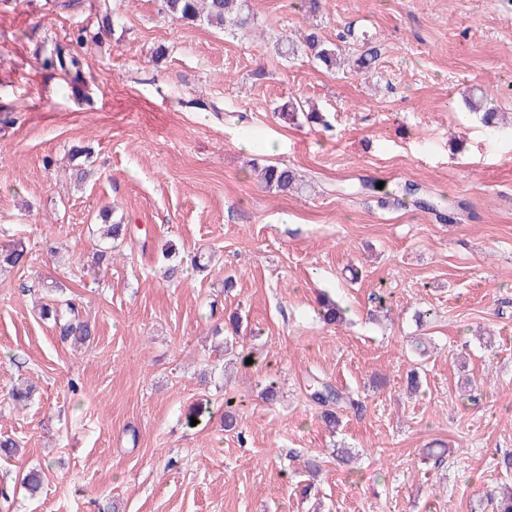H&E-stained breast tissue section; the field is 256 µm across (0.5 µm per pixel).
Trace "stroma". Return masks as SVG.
I'll return each instance as SVG.
<instances>
[{
    "label": "stroma",
    "mask_w": 512,
    "mask_h": 512,
    "mask_svg": "<svg viewBox=\"0 0 512 512\" xmlns=\"http://www.w3.org/2000/svg\"><path fill=\"white\" fill-rule=\"evenodd\" d=\"M246 3L240 33L161 0H0V248L28 251L0 271V437L22 450L0 459V512H491L484 492L512 485V0ZM313 27L332 43L352 30L347 57L375 46L371 71L279 54ZM57 43L80 56V87L44 67ZM473 89L492 90L498 129L468 113ZM291 100L325 124L285 123ZM255 161L288 164L305 191H268ZM365 180L446 198L452 219ZM104 207L132 234L97 266ZM323 293L345 322L319 321ZM59 299L89 342L41 319ZM234 311L229 365L218 329ZM314 376L364 413L330 430ZM21 384L36 393L16 407ZM43 466L28 497L21 474Z\"/></svg>",
    "instance_id": "35a3bbf8"
}]
</instances>
